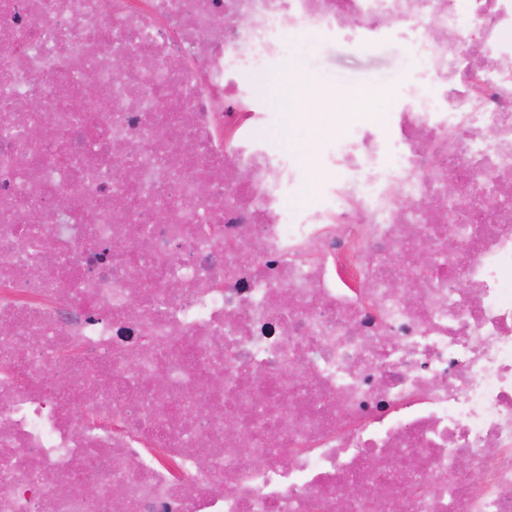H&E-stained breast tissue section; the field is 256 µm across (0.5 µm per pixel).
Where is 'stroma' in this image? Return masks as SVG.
<instances>
[{
    "label": "stroma",
    "mask_w": 512,
    "mask_h": 512,
    "mask_svg": "<svg viewBox=\"0 0 512 512\" xmlns=\"http://www.w3.org/2000/svg\"><path fill=\"white\" fill-rule=\"evenodd\" d=\"M414 67V57L393 41L357 52L343 42L324 43L306 36L287 56L253 74L252 80L270 98L283 70H290L293 79L303 83L305 91L295 100L292 112L274 110L281 130L274 144L289 152L301 168L317 169L329 134L325 115L332 105L348 100L360 108L376 107L371 92L393 86Z\"/></svg>",
    "instance_id": "stroma-1"
}]
</instances>
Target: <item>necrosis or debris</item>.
I'll return each instance as SVG.
<instances>
[{
  "mask_svg": "<svg viewBox=\"0 0 512 512\" xmlns=\"http://www.w3.org/2000/svg\"><path fill=\"white\" fill-rule=\"evenodd\" d=\"M300 35L424 62L311 173ZM3 126L0 512H512V0H0Z\"/></svg>",
  "mask_w": 512,
  "mask_h": 512,
  "instance_id": "1",
  "label": "necrosis or debris"
}]
</instances>
